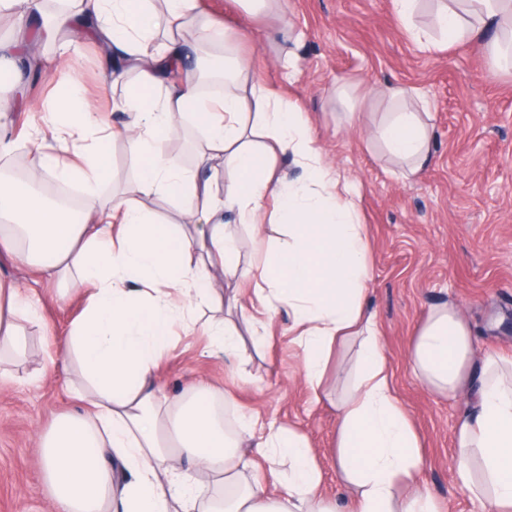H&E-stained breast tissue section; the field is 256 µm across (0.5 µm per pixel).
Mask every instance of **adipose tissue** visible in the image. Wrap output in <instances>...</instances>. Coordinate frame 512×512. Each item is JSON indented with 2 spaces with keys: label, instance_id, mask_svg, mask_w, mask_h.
<instances>
[{
  "label": "adipose tissue",
  "instance_id": "obj_1",
  "mask_svg": "<svg viewBox=\"0 0 512 512\" xmlns=\"http://www.w3.org/2000/svg\"><path fill=\"white\" fill-rule=\"evenodd\" d=\"M418 0H393L407 35L427 50L475 39L483 29L512 30V0H440L434 25L442 40L414 23ZM82 33L100 47L117 80L120 128L92 106L41 110L25 181L0 177V253L45 281L64 279L79 314L63 338L78 367L70 394L80 412L58 417L37 436L53 512H441L416 487L420 439L393 386L377 317L367 304L371 243L360 198L316 146L297 103L271 86L241 46L260 33H229L200 16L197 0H70L42 37ZM224 45V86L201 90L197 58L204 43ZM384 110L366 128L403 177L432 157L425 105L403 86L386 87ZM205 134L200 163L188 169L166 144L185 119ZM135 153L134 181L112 194L103 182L114 137ZM292 156L301 177L279 161ZM46 177L78 183L79 217L48 205L36 190ZM164 199L181 216L152 210ZM250 226L258 253L244 265L224 220ZM273 235H266V227ZM248 298L255 342L265 317L285 311L300 350L302 376L316 396L334 349L355 346L354 372L336 402L333 466L348 492L344 510L322 495V472L301 431L240 414L227 435L211 390L193 382L183 397L162 394L161 358L178 331L193 330L197 309L212 313L204 330L209 355L234 354L241 333L225 307ZM41 325L39 304L0 281V351L25 354L15 324ZM414 376L441 395L467 394L458 416L455 477L481 512H512V368L476 359L472 329L455 302L431 308L408 351Z\"/></svg>",
  "mask_w": 512,
  "mask_h": 512
}]
</instances>
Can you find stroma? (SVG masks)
<instances>
[{"mask_svg": "<svg viewBox=\"0 0 512 512\" xmlns=\"http://www.w3.org/2000/svg\"><path fill=\"white\" fill-rule=\"evenodd\" d=\"M230 29L260 30L250 54L272 81L282 78V60L294 53L289 93L309 119L312 135L335 168L354 183L371 241L368 300L380 324L399 398L421 435L425 465L420 485L443 512H479L453 477L454 428L462 400L423 386L407 366L415 328L428 310L457 303L472 327L477 355L512 359V62H495L490 46L497 30L481 38L422 50L403 31L391 0H286L278 13L253 16L235 0H203ZM43 83L31 92L22 70L0 76V93L22 96L13 115L17 143L31 133L27 114L56 88H70L113 123L112 86L96 45L76 38L75 60L55 46L40 52ZM404 85L429 104L435 129L433 156L413 181L389 175L390 161L368 144L365 131L344 114L359 107L382 111L378 91ZM0 276L37 294L41 328L27 329L28 362L58 355L75 309L56 284L38 281L26 266L0 258ZM266 345H246L234 363L203 356L201 331L179 333L158 369L169 396L181 395L190 379L235 395L245 412L273 418L304 432L323 471L326 499L342 501L331 450L336 441L335 398L341 397L355 357L338 351L329 369V398L316 400L302 379L299 352L288 334V318H269ZM68 395L61 367L39 380L0 382V512H51L42 484L36 436L60 415L82 410Z\"/></svg>", "mask_w": 512, "mask_h": 512, "instance_id": "1", "label": "stroma"}]
</instances>
